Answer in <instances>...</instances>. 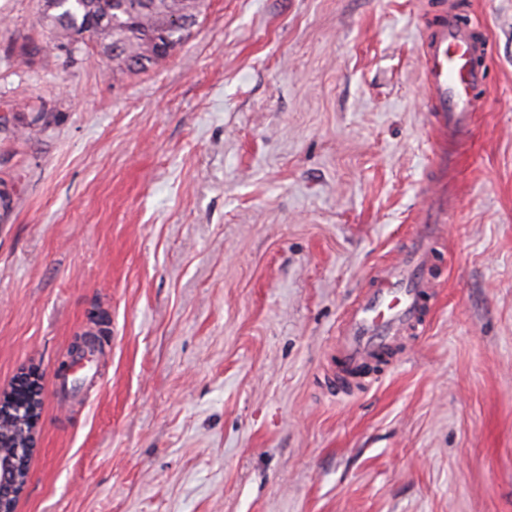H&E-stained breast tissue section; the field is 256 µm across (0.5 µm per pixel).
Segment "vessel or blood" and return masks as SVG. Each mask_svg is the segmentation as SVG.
<instances>
[{
    "instance_id": "1",
    "label": "vessel or blood",
    "mask_w": 512,
    "mask_h": 512,
    "mask_svg": "<svg viewBox=\"0 0 512 512\" xmlns=\"http://www.w3.org/2000/svg\"><path fill=\"white\" fill-rule=\"evenodd\" d=\"M487 53L476 30L450 10L441 13L426 36L423 81L440 135L456 140L473 126L480 110L477 93L485 83ZM443 208L436 197L430 212L417 214L416 230L398 260L381 267L373 287L345 312L336 336L339 377L360 372L377 354L422 324L425 301L434 286L431 267L439 239L430 214Z\"/></svg>"
}]
</instances>
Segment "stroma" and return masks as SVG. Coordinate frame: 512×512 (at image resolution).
<instances>
[{
  "mask_svg": "<svg viewBox=\"0 0 512 512\" xmlns=\"http://www.w3.org/2000/svg\"><path fill=\"white\" fill-rule=\"evenodd\" d=\"M445 7L489 45L485 108L422 333L340 396L342 313L434 180ZM40 9L0 0V393L43 386L15 512H512V0H207L139 74Z\"/></svg>",
  "mask_w": 512,
  "mask_h": 512,
  "instance_id": "1",
  "label": "stroma"
}]
</instances>
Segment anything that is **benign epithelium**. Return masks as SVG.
Wrapping results in <instances>:
<instances>
[{"label":"benign epithelium","instance_id":"benign-epithelium-1","mask_svg":"<svg viewBox=\"0 0 512 512\" xmlns=\"http://www.w3.org/2000/svg\"><path fill=\"white\" fill-rule=\"evenodd\" d=\"M43 387L37 382L24 406L0 394V512H14L27 477V457L35 442Z\"/></svg>","mask_w":512,"mask_h":512}]
</instances>
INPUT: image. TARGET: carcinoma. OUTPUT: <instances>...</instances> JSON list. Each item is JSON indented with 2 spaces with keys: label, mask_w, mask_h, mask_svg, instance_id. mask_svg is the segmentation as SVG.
I'll list each match as a JSON object with an SVG mask.
<instances>
[{
  "label": "carcinoma",
  "mask_w": 512,
  "mask_h": 512,
  "mask_svg": "<svg viewBox=\"0 0 512 512\" xmlns=\"http://www.w3.org/2000/svg\"><path fill=\"white\" fill-rule=\"evenodd\" d=\"M106 17L96 27L91 44H121L112 57V68L121 72H145L176 51L191 30L176 21L196 25L205 10V0H103L97 4ZM87 0H45L41 22L50 30L57 47L74 45L73 36L87 28Z\"/></svg>",
  "instance_id": "obj_1"
}]
</instances>
